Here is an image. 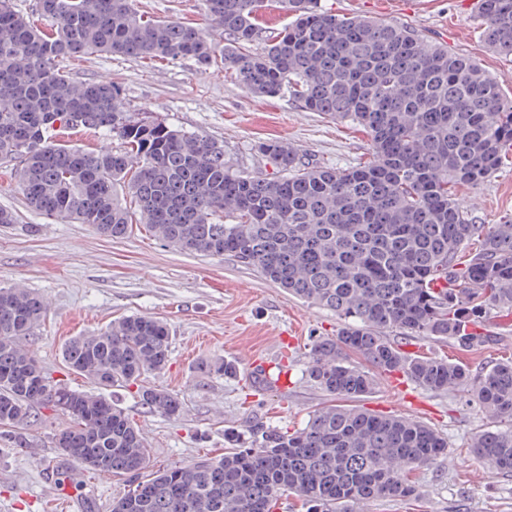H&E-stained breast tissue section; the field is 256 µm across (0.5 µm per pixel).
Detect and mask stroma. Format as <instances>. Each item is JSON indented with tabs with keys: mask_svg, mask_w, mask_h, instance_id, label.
Masks as SVG:
<instances>
[{
	"mask_svg": "<svg viewBox=\"0 0 512 512\" xmlns=\"http://www.w3.org/2000/svg\"><path fill=\"white\" fill-rule=\"evenodd\" d=\"M345 16H368L406 25L421 37L478 63L512 97V57L492 52L480 36L473 0H320ZM138 9L171 21L197 23L223 46L224 32L210 26L201 0H136ZM63 71L79 82L119 88L124 105L149 112L170 126L222 141L233 170L254 176L273 168L260 142L283 140L303 159L335 167L367 160L371 140L358 125L306 110L290 95L256 97L223 66L181 63L146 66L105 53L63 60ZM13 160L0 158V207L17 221L0 224V286L15 283L49 302L44 321L27 344L53 379L76 389L89 382L66 368L61 348L73 336L94 334L113 320L139 314L167 322L171 364L149 372L143 385L173 393L183 412L166 418L145 409L135 388L114 397L138 425L158 470L208 455L223 454L225 432L252 426L294 430L334 398L306 370L315 340L336 335L340 321L330 311L302 303L231 255L186 254L164 245L148 229L133 225L128 237L101 236L88 224L64 223L30 209L11 174ZM473 223L492 225L512 217V165L483 183L459 188ZM493 343L461 349L457 343L413 339L414 353L457 360L472 372L512 357V318L497 313L482 327ZM258 356L282 368L286 389L256 384L249 370ZM221 358L235 365L233 376L206 372L202 364ZM365 408L421 421L448 440V453L410 473V498L368 501L357 512H512V474H499L473 459L472 439L492 421L469 393L441 392L410 384L413 401L396 391L389 374L375 372ZM61 414L39 410L24 427L28 447L0 437V512H109L128 489L125 478L103 477L70 466L65 488L53 491L61 464L53 435L65 425Z\"/></svg>",
	"mask_w": 512,
	"mask_h": 512,
	"instance_id": "1",
	"label": "stroma"
}]
</instances>
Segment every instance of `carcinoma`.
Here are the masks:
<instances>
[{
	"mask_svg": "<svg viewBox=\"0 0 512 512\" xmlns=\"http://www.w3.org/2000/svg\"><path fill=\"white\" fill-rule=\"evenodd\" d=\"M280 2L294 20L269 35L266 0H203L207 19L224 28V69L255 95L286 91L311 112L355 122L371 138L369 161L312 165L270 141L259 151L275 175L235 172L220 142L129 112L117 87L60 71L63 59L94 52L214 61L203 28L145 15L134 0H37L41 25L0 0V156L17 162V187L43 215L112 239L142 224L180 252L232 255L336 313L341 327L315 342L307 369L331 395L356 400L374 389L351 353L430 391L472 392L493 426L471 453L512 474V358L475 375L459 362L406 353L389 337L479 346L492 340L477 332L490 311L512 315V218L487 230L455 193L512 154V99L473 60L407 26L341 16L318 0ZM480 2L483 42L512 56V0ZM88 130L121 149L61 142ZM130 155L140 162L134 171ZM476 237L480 249L459 266ZM46 312L35 291L0 287V428L40 408L65 415L55 434L63 464L130 481L110 512H274L288 494L307 512H348L362 500L413 496L407 474L448 452V440L420 421L332 404L292 432L261 428L248 444L227 432L224 455L151 472L140 429L104 391L135 384L150 412L182 414L175 395L139 384L170 363L168 324L130 315L70 338L63 362L94 386L76 390L22 344Z\"/></svg>",
	"mask_w": 512,
	"mask_h": 512,
	"instance_id": "1",
	"label": "carcinoma"
}]
</instances>
